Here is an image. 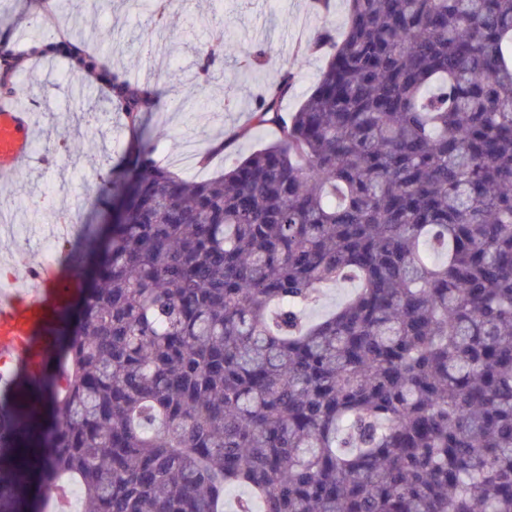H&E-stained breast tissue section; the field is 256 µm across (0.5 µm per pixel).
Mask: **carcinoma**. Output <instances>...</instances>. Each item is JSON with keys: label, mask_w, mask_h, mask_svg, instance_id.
Masks as SVG:
<instances>
[{"label": "carcinoma", "mask_w": 512, "mask_h": 512, "mask_svg": "<svg viewBox=\"0 0 512 512\" xmlns=\"http://www.w3.org/2000/svg\"><path fill=\"white\" fill-rule=\"evenodd\" d=\"M346 2L255 98L276 142L210 180L150 147L112 172L118 212L64 246L93 270L60 369L0 400V512L69 481L92 512H224L235 485V512H512V0ZM112 100L136 130L154 93L114 73ZM326 62V56L317 55L310 57L301 69L298 78L296 91L294 94L286 98L282 103V112L284 115H290L295 112L302 100L314 89L318 74ZM357 283L346 281L336 285H328L322 289V297L319 303L308 309L306 318L310 322H316L336 309L346 301L356 290Z\"/></svg>", "instance_id": "1"}]
</instances>
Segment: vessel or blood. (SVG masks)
<instances>
[{
  "label": "vessel or blood",
  "instance_id": "vessel-or-blood-1",
  "mask_svg": "<svg viewBox=\"0 0 512 512\" xmlns=\"http://www.w3.org/2000/svg\"><path fill=\"white\" fill-rule=\"evenodd\" d=\"M31 69L22 91L0 96V182L22 174L35 157L38 125L31 95L45 89ZM73 279L61 267H28L24 280L0 283V387L14 388L18 375L35 370L49 353L53 314L70 295Z\"/></svg>",
  "mask_w": 512,
  "mask_h": 512
}]
</instances>
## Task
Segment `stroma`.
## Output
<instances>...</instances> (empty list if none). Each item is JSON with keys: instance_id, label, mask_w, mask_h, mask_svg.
Returning <instances> with one entry per match:
<instances>
[{"instance_id": "obj_1", "label": "stroma", "mask_w": 512, "mask_h": 512, "mask_svg": "<svg viewBox=\"0 0 512 512\" xmlns=\"http://www.w3.org/2000/svg\"><path fill=\"white\" fill-rule=\"evenodd\" d=\"M346 13L345 0H336L327 18L313 14L309 0H171L166 29L176 62L170 70L151 72L142 68L139 50L140 40L152 36L148 11L135 0H0V43L19 37L24 45L39 48L52 28L57 37H69L72 47L87 48L111 69L149 84L158 93L156 104L145 114L143 135L133 137L107 94L70 100L67 88L82 79L70 50L58 49L48 56L51 82L58 92L40 113L35 163L10 185L0 186V214L8 220L0 226V267L59 262L61 245L67 240L81 242L85 227L77 224L68 235L55 236L44 230L47 217L92 216L102 181L126 165L141 145L157 143L155 156L160 159L182 152L189 143L201 153L212 142L235 135L234 145L214 156L209 167L198 166L190 173L191 178L205 179L275 141L274 127H254L249 112L252 100L324 26L341 33ZM217 20L240 41H264L269 48L267 61L256 70L240 68L230 59L217 62L201 91L208 111H172L171 101L196 82L197 50L212 41ZM105 26L112 29V42L123 44V52H112L111 42L101 40L98 31ZM64 134L81 141V150H63L59 141Z\"/></svg>"}]
</instances>
